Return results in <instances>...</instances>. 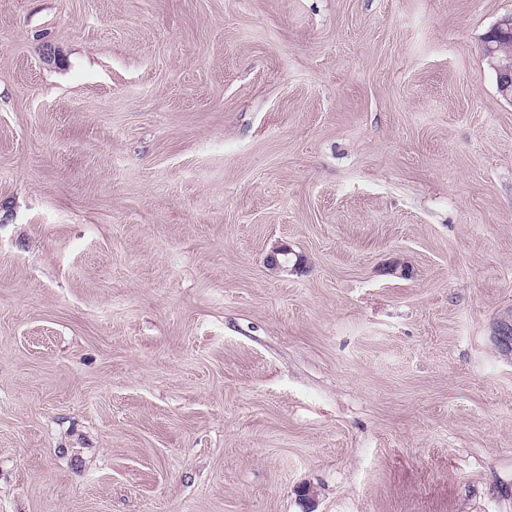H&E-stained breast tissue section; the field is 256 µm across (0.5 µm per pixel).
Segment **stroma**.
Here are the masks:
<instances>
[{"label":"stroma","instance_id":"obj_1","mask_svg":"<svg viewBox=\"0 0 512 512\" xmlns=\"http://www.w3.org/2000/svg\"><path fill=\"white\" fill-rule=\"evenodd\" d=\"M508 15L0 0V512H512ZM484 56L496 73L499 91L512 99V16L501 19L485 37Z\"/></svg>","mask_w":512,"mask_h":512}]
</instances>
